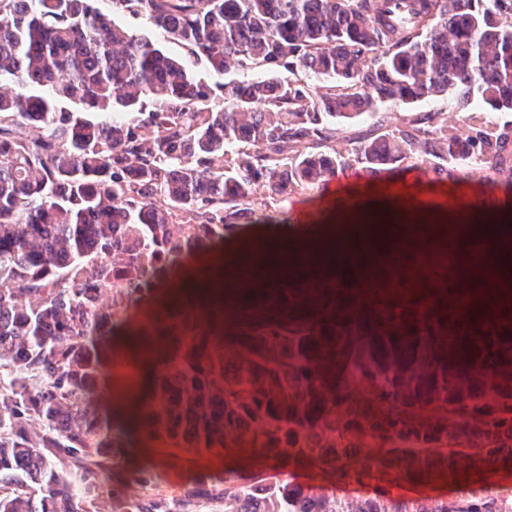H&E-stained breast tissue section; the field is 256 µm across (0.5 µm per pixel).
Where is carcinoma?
<instances>
[{"instance_id":"obj_1","label":"carcinoma","mask_w":512,"mask_h":512,"mask_svg":"<svg viewBox=\"0 0 512 512\" xmlns=\"http://www.w3.org/2000/svg\"><path fill=\"white\" fill-rule=\"evenodd\" d=\"M108 2L0 0V512H512L511 487L348 496L267 467L170 494L151 465L130 473L139 496L112 483L131 416L171 448L251 444L338 486L512 460V301L415 280L423 251L363 273L304 255L238 301L227 347L224 303L205 326L191 298L167 300L190 262L255 223L288 229L270 207L352 167L426 163L512 191V125L481 110L512 112V0ZM437 99L453 111H387ZM133 310L150 377L118 412Z\"/></svg>"}]
</instances>
